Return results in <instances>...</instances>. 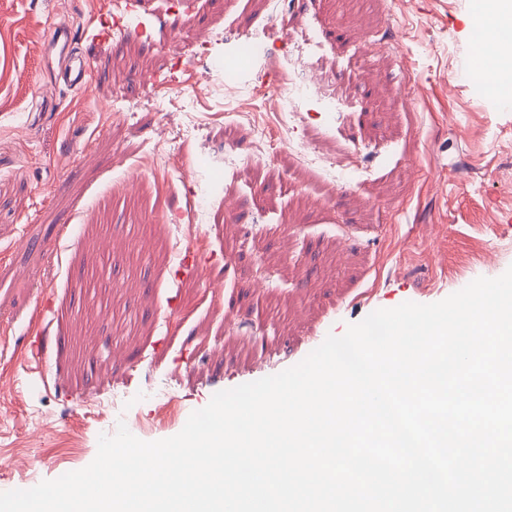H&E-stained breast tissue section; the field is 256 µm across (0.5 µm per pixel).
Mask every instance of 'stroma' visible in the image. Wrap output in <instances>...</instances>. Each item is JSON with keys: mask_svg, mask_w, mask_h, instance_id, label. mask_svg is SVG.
Returning <instances> with one entry per match:
<instances>
[{"mask_svg": "<svg viewBox=\"0 0 512 512\" xmlns=\"http://www.w3.org/2000/svg\"><path fill=\"white\" fill-rule=\"evenodd\" d=\"M266 0H0V492L82 469L100 435L139 419L144 441L178 434L222 390L300 363L378 309L431 304L512 266V110L477 98L468 78L478 0H291L295 40L268 35ZM94 74L59 83L45 55L60 21ZM213 53L267 39L243 61L240 103L200 100L188 156L218 161L250 146L234 112L278 135L262 93L299 60L327 73L338 111L304 103L293 138L353 162L326 182L294 156L274 168L223 171L228 193L197 227L203 273L175 278L189 167L142 168L162 123L161 87L191 93ZM152 79L132 82L134 72ZM489 255L466 279L448 269L481 225ZM266 277H258V270ZM48 340L45 372L27 366L28 336ZM98 418H86L89 410ZM81 424L77 447L58 450Z\"/></svg>", "mask_w": 512, "mask_h": 512, "instance_id": "stroma-1", "label": "stroma"}]
</instances>
